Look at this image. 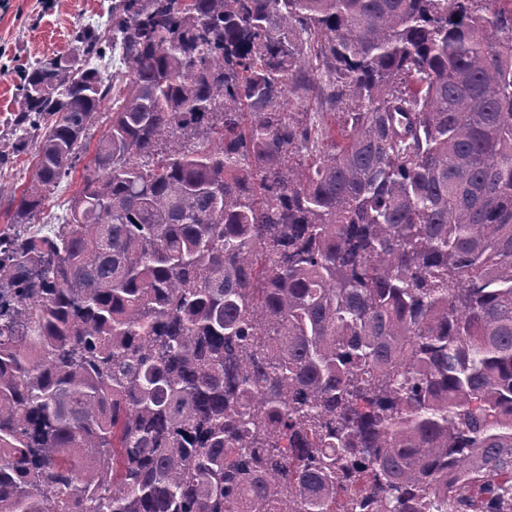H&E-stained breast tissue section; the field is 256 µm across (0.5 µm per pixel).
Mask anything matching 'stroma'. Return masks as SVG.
Returning a JSON list of instances; mask_svg holds the SVG:
<instances>
[{"label":"stroma","instance_id":"35a3bbf8","mask_svg":"<svg viewBox=\"0 0 512 512\" xmlns=\"http://www.w3.org/2000/svg\"><path fill=\"white\" fill-rule=\"evenodd\" d=\"M122 0H0V147L7 143V130L19 100L17 63H33L61 55L81 62L80 43L73 29L99 26L103 17L119 10ZM35 173L33 152L13 158L0 174V230L10 222L11 203Z\"/></svg>","mask_w":512,"mask_h":512}]
</instances>
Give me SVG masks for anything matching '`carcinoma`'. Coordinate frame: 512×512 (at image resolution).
<instances>
[{"label":"carcinoma","instance_id":"1","mask_svg":"<svg viewBox=\"0 0 512 512\" xmlns=\"http://www.w3.org/2000/svg\"><path fill=\"white\" fill-rule=\"evenodd\" d=\"M503 2L123 0L19 65L0 512H512ZM100 129L101 124H98L97 127L90 130L88 135L89 151L87 156L76 167L71 178L67 181H63L62 184L58 188H55L53 193L48 197L45 208L43 209L44 212L39 217L40 224H34L32 230H42V232H47V229L50 228L49 226H56V224L64 222L68 212V202L82 185L84 166L93 154L95 144L100 134Z\"/></svg>","mask_w":512,"mask_h":512}]
</instances>
